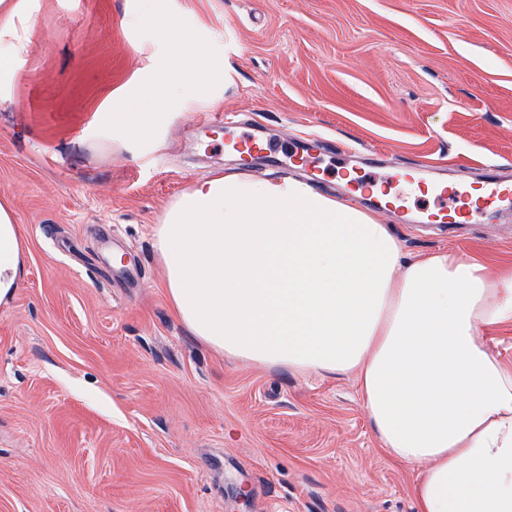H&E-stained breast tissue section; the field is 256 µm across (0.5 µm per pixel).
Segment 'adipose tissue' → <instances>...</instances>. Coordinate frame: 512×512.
<instances>
[{"label": "adipose tissue", "instance_id": "ef3b65f1", "mask_svg": "<svg viewBox=\"0 0 512 512\" xmlns=\"http://www.w3.org/2000/svg\"><path fill=\"white\" fill-rule=\"evenodd\" d=\"M0 0V88L25 44ZM154 246L181 325L208 349L302 375L355 373L417 512H512V266L454 248L409 255L392 227L292 177L213 172L165 209ZM25 273L0 201V304Z\"/></svg>", "mask_w": 512, "mask_h": 512}]
</instances>
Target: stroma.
Here are the masks:
<instances>
[{
	"instance_id": "1",
	"label": "stroma",
	"mask_w": 512,
	"mask_h": 512,
	"mask_svg": "<svg viewBox=\"0 0 512 512\" xmlns=\"http://www.w3.org/2000/svg\"><path fill=\"white\" fill-rule=\"evenodd\" d=\"M0 91V199L26 271L0 304V512H416V467L375 436L352 374L305 376L214 352L174 318L154 249L165 207L216 169L291 176L355 206L341 152L467 186L512 171V0H173L231 73L147 154L93 124L142 66L125 0H27ZM232 114L318 143L317 173L203 139ZM410 253L460 245L512 263V211L477 224L377 212ZM245 499H236V487Z\"/></svg>"
}]
</instances>
